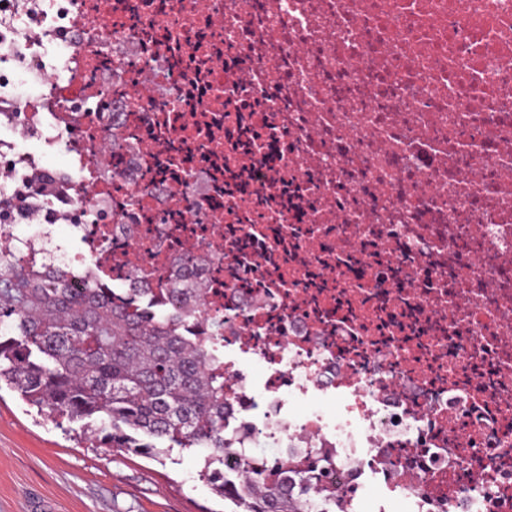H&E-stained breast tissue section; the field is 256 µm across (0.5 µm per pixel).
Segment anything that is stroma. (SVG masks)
Wrapping results in <instances>:
<instances>
[{"label": "stroma", "mask_w": 512, "mask_h": 512, "mask_svg": "<svg viewBox=\"0 0 512 512\" xmlns=\"http://www.w3.org/2000/svg\"><path fill=\"white\" fill-rule=\"evenodd\" d=\"M200 456L162 460L99 448L0 389V512H223Z\"/></svg>", "instance_id": "35a3bbf8"}]
</instances>
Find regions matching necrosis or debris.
<instances>
[{"label": "necrosis or debris", "instance_id": "necrosis-or-debris-1", "mask_svg": "<svg viewBox=\"0 0 512 512\" xmlns=\"http://www.w3.org/2000/svg\"><path fill=\"white\" fill-rule=\"evenodd\" d=\"M0 223L194 255L224 445L309 512H512V0H0Z\"/></svg>", "mask_w": 512, "mask_h": 512}]
</instances>
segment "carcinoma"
Instances as JSON below:
<instances>
[{"label": "carcinoma", "mask_w": 512, "mask_h": 512, "mask_svg": "<svg viewBox=\"0 0 512 512\" xmlns=\"http://www.w3.org/2000/svg\"><path fill=\"white\" fill-rule=\"evenodd\" d=\"M192 270L187 254L158 279L156 310L0 239V384L109 448L148 458L203 450L199 477L230 512H305L249 455L237 486L224 482V372L183 330L197 319L199 295L182 286Z\"/></svg>", "instance_id": "obj_1"}]
</instances>
